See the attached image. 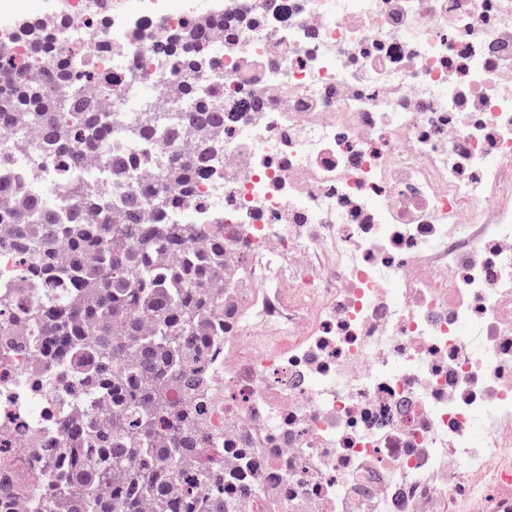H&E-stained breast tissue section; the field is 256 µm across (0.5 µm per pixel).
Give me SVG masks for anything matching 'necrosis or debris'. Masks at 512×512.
Returning a JSON list of instances; mask_svg holds the SVG:
<instances>
[{
	"label": "necrosis or debris",
	"mask_w": 512,
	"mask_h": 512,
	"mask_svg": "<svg viewBox=\"0 0 512 512\" xmlns=\"http://www.w3.org/2000/svg\"><path fill=\"white\" fill-rule=\"evenodd\" d=\"M241 18L215 72L155 56L181 23L119 0H59L134 115L146 85L220 91L203 203L224 209V334L208 430L239 512H512V0H224ZM58 166L0 132V176L56 196ZM35 344L0 357L7 512L40 497L31 438L95 414Z\"/></svg>",
	"instance_id": "obj_1"
}]
</instances>
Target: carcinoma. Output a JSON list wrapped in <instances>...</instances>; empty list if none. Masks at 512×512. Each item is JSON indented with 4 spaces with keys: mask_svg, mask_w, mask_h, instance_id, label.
I'll list each match as a JSON object with an SVG mask.
<instances>
[{
    "mask_svg": "<svg viewBox=\"0 0 512 512\" xmlns=\"http://www.w3.org/2000/svg\"><path fill=\"white\" fill-rule=\"evenodd\" d=\"M239 19L214 9L202 20L183 22L155 49L204 72L215 66L206 43L212 27L232 42ZM14 38L0 40V127L38 132V150L49 160L81 166L86 152L99 151L112 167L121 205L84 183L64 180L57 193L73 200L67 223L44 201L0 179V198L12 202L11 247L44 282L40 302L25 310L30 335L49 362L73 372L83 394L101 402L98 415L61 419V458L55 491L31 512H237L224 497V458L200 426L199 386L209 362V336L224 326V299L210 288L224 279V234L210 224H164L179 198L213 176L224 144V108L202 103L174 122L148 106L133 120L97 111L111 88L82 53L56 52L33 71L15 52V41L43 39L42 20H25ZM132 139L159 127L179 143L197 137L188 158L173 151L147 169L144 191L126 188L133 155L108 149L112 125ZM12 295L0 291L6 314L0 348L16 349ZM176 460L197 477L194 490L177 487Z\"/></svg>",
    "mask_w": 512,
    "mask_h": 512,
    "instance_id": "cac0c4a2",
    "label": "carcinoma"
}]
</instances>
